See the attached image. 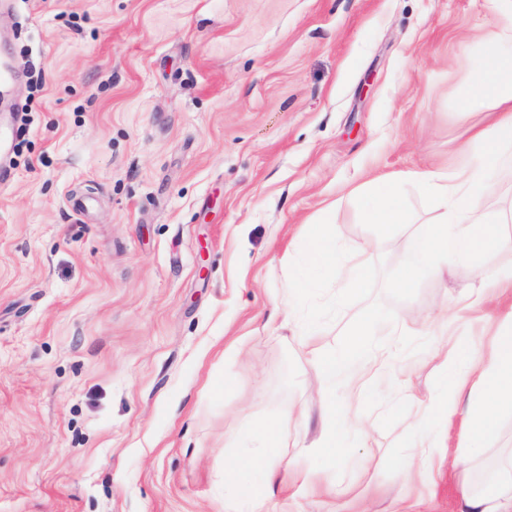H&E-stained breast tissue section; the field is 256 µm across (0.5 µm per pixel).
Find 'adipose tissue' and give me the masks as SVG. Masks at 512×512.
<instances>
[{"instance_id": "obj_1", "label": "adipose tissue", "mask_w": 512, "mask_h": 512, "mask_svg": "<svg viewBox=\"0 0 512 512\" xmlns=\"http://www.w3.org/2000/svg\"><path fill=\"white\" fill-rule=\"evenodd\" d=\"M491 104L494 119L485 128L473 131L468 149L479 152L478 165H466L452 172L419 173L436 209L434 219L420 225L406 239L403 248L405 266L401 284L435 272L439 256H467L486 251L493 225L505 220V213H492L479 203L485 169L496 165L500 141L512 139V53L500 47V38L486 35L483 64L477 77L460 91L461 110L469 111L482 104ZM363 214L371 224H404L407 210L401 196L389 180L374 178L365 185ZM335 232L312 236L307 254L308 266L327 270L331 277L356 279L357 273L336 263ZM368 328L354 330L344 349L326 356L311 352L314 383L328 417V425L312 444L324 461L323 473L303 469L295 460H288L285 470L299 498L323 493L343 496L345 490L327 477L342 461L345 447L364 433V425L354 411V402L367 389L364 370L376 360L370 346ZM446 375L439 402L420 404L413 416L412 427L432 419L451 421L463 413L469 427V448L472 463H479L484 440L493 430L501 411L512 410V311L504 318L489 357L472 354L467 339L460 338L448 349L444 363ZM251 435L262 444V456L237 457L224 468V509L236 512L237 495L248 485L272 487L281 446L279 429L272 424L254 426ZM459 512H512V451L501 454L496 470L486 486L479 491L463 486Z\"/></svg>"}]
</instances>
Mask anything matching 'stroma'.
<instances>
[{
	"label": "stroma",
	"mask_w": 512,
	"mask_h": 512,
	"mask_svg": "<svg viewBox=\"0 0 512 512\" xmlns=\"http://www.w3.org/2000/svg\"><path fill=\"white\" fill-rule=\"evenodd\" d=\"M499 30L485 0H9L0 55L25 71L0 82L19 117L0 186V512H224L225 462L261 446L247 424L277 423L282 456L322 470L300 449L325 422L308 353L365 322L381 369L339 512H457L461 417L407 424L451 339L417 318L512 264V221L493 256L405 287L401 245L435 215L410 173L460 164L489 119L459 93ZM375 176L411 223L364 220ZM487 186L484 206L512 210V140ZM315 224L363 284L319 275L292 301ZM484 293L456 323L480 356L512 310ZM413 452L431 476L409 484Z\"/></svg>",
	"instance_id": "obj_1"
}]
</instances>
